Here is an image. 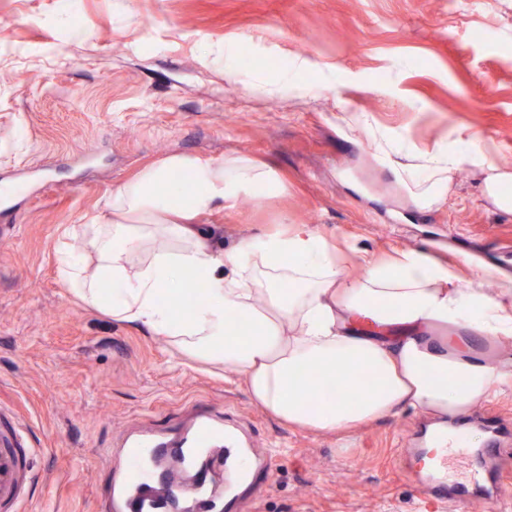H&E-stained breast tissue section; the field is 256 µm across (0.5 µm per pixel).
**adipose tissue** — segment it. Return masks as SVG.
<instances>
[{
  "label": "adipose tissue",
  "mask_w": 512,
  "mask_h": 512,
  "mask_svg": "<svg viewBox=\"0 0 512 512\" xmlns=\"http://www.w3.org/2000/svg\"><path fill=\"white\" fill-rule=\"evenodd\" d=\"M342 120L371 142L416 207L443 202L453 172L468 165L481 173L484 196L512 214V170L475 135L420 149L364 113ZM259 190L279 195L285 186L251 156L169 154L115 186L86 223L61 230L57 276L79 303L170 341L197 364L236 372L267 413L319 433L404 408L461 416L512 382V357L478 353L470 343L474 335H512V290L489 295L492 271L452 288L453 270L422 247L389 260L361 254L354 270L340 247L303 224L215 250L202 218ZM190 274L206 296L184 308L174 300ZM232 312L249 320L251 334L229 333ZM361 319L372 331H356ZM394 324L405 325V334L383 335ZM303 367L310 375L297 379ZM344 372L359 387L356 399L333 394L324 405L310 403V393Z\"/></svg>",
  "instance_id": "ef3b65f1"
}]
</instances>
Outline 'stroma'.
Wrapping results in <instances>:
<instances>
[{
	"mask_svg": "<svg viewBox=\"0 0 512 512\" xmlns=\"http://www.w3.org/2000/svg\"><path fill=\"white\" fill-rule=\"evenodd\" d=\"M235 45L254 63L233 82ZM298 57L330 70L332 93L309 73L299 98L245 93ZM340 101L421 148L473 133L512 168V0H0V185L25 183L0 201V426L25 424L38 451L28 512H110L123 439L175 438L203 409L272 460L239 489L257 512H416L405 449L425 414L347 435L284 426L238 375L180 363L167 340L80 306L54 271L59 229L183 152L247 154L288 186L210 217L216 250L305 224L360 253L432 247L461 285L484 265L512 279V214L483 198L475 171L417 209ZM485 420L502 445L466 466L512 477V383L466 418Z\"/></svg>",
	"mask_w": 512,
	"mask_h": 512,
	"instance_id": "35a3bbf8",
	"label": "stroma"
}]
</instances>
